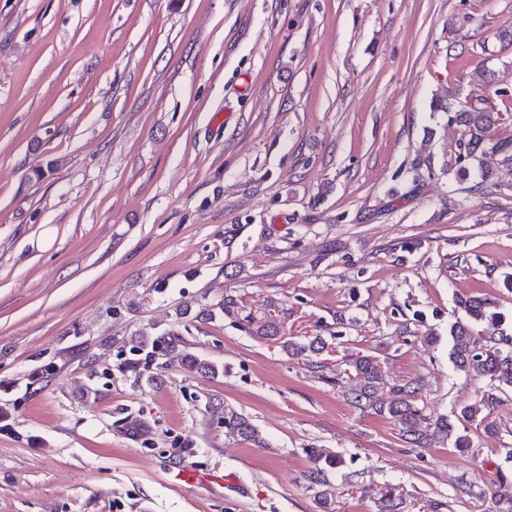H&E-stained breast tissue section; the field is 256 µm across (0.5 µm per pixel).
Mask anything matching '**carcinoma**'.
I'll use <instances>...</instances> for the list:
<instances>
[{
	"label": "carcinoma",
	"mask_w": 512,
	"mask_h": 512,
	"mask_svg": "<svg viewBox=\"0 0 512 512\" xmlns=\"http://www.w3.org/2000/svg\"><path fill=\"white\" fill-rule=\"evenodd\" d=\"M435 108L448 115V121L466 128V138L459 142L456 163L462 173L474 161L478 162L481 177L487 179L492 174L490 160L502 156L512 161V140L487 142V134L503 121V115L483 106L472 105L469 99H460L459 93L448 92V102H436ZM459 305L466 314V320L454 322L448 330L450 342L449 356L454 365L467 373L487 380L488 389L483 396L482 407H468L460 411L461 418L472 425L483 426L485 432L494 431L493 425L486 422L482 408L498 399L497 390L501 385L512 386V336L503 331L502 313L495 310V303L481 297L462 299ZM327 347L321 337H314L306 344L290 343L287 349L299 355L310 351L319 353ZM181 351L183 360L200 373L214 374L216 366L189 350L187 341L177 333L167 332L154 340L152 350L144 358H130L120 364V369L141 374V364L153 361L158 354L168 355ZM355 378L359 381V390L355 391L354 402H365V406L386 414L399 427L400 436L406 442L416 446L429 445L434 440H445L451 434L448 419L440 417L434 422L426 421L422 409L416 404L419 383H408L393 388V397L387 404L371 399L368 388L380 379L381 372L377 361L370 356L358 358L354 365ZM224 427L237 433L246 440L260 442L257 430L240 414L231 408L224 409Z\"/></svg>",
	"instance_id": "carcinoma-1"
}]
</instances>
